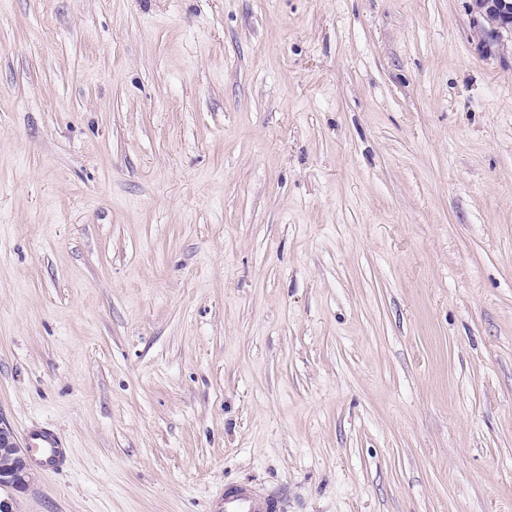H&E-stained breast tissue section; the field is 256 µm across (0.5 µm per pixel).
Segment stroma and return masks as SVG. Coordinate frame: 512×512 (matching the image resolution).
<instances>
[{
    "instance_id": "1",
    "label": "stroma",
    "mask_w": 512,
    "mask_h": 512,
    "mask_svg": "<svg viewBox=\"0 0 512 512\" xmlns=\"http://www.w3.org/2000/svg\"><path fill=\"white\" fill-rule=\"evenodd\" d=\"M473 0H0L14 512H512V39ZM0 487L10 488L16 492L24 491L31 479V469L27 451L19 446L13 433L6 426H0ZM28 448L34 452L41 464L49 469H58L66 457L62 439L51 429L42 426L28 427L26 431ZM277 496L262 493L248 485H229L212 512H277L281 510Z\"/></svg>"
}]
</instances>
